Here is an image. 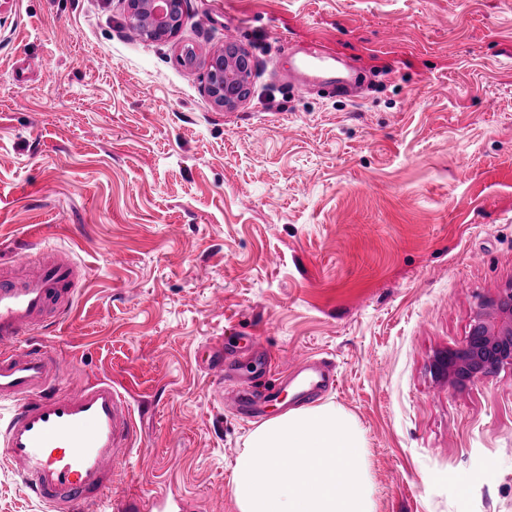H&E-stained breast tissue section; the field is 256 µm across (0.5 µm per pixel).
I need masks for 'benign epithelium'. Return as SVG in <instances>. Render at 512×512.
I'll return each instance as SVG.
<instances>
[{"label": "benign epithelium", "mask_w": 512, "mask_h": 512, "mask_svg": "<svg viewBox=\"0 0 512 512\" xmlns=\"http://www.w3.org/2000/svg\"><path fill=\"white\" fill-rule=\"evenodd\" d=\"M184 0H128V21L147 16L143 37L174 38L182 26ZM250 62L241 47L224 45L209 61L206 92L217 107L232 109L249 94ZM512 365V286L481 301L466 341L436 353L430 371L440 381L460 388Z\"/></svg>", "instance_id": "1"}]
</instances>
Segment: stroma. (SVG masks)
<instances>
[{
    "instance_id": "stroma-1",
    "label": "stroma",
    "mask_w": 512,
    "mask_h": 512,
    "mask_svg": "<svg viewBox=\"0 0 512 512\" xmlns=\"http://www.w3.org/2000/svg\"><path fill=\"white\" fill-rule=\"evenodd\" d=\"M230 38L252 70L227 111L205 85ZM288 40L356 96L288 85ZM26 240L83 270L43 336L63 388L115 380L142 424L113 494L238 512L254 425L203 360L244 336L332 364L376 512H512V367L429 371L512 285V0H185L156 42L124 0H0V257ZM0 512H46L1 457Z\"/></svg>"
}]
</instances>
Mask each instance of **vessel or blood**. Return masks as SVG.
Instances as JSON below:
<instances>
[{
    "label": "vessel or blood",
    "mask_w": 512,
    "mask_h": 512,
    "mask_svg": "<svg viewBox=\"0 0 512 512\" xmlns=\"http://www.w3.org/2000/svg\"><path fill=\"white\" fill-rule=\"evenodd\" d=\"M329 59L323 46L310 47L302 62L309 81L332 85ZM81 281L79 265L62 251L25 248L0 263V453L49 512H82L89 505L103 512H189L184 499L161 487L146 498L106 497L114 462L138 445L133 406L109 378L62 390L64 362L37 340L66 322ZM296 371L305 399L336 383L326 363L310 356ZM289 384L278 377L259 393L244 388L237 414L258 419Z\"/></svg>",
    "instance_id": "1"
}]
</instances>
